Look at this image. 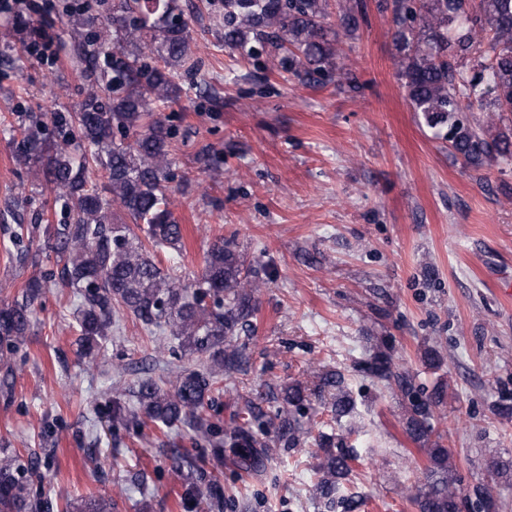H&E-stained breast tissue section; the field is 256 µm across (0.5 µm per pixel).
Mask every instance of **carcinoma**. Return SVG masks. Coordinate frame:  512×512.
<instances>
[{"label":"carcinoma","mask_w":512,"mask_h":512,"mask_svg":"<svg viewBox=\"0 0 512 512\" xmlns=\"http://www.w3.org/2000/svg\"><path fill=\"white\" fill-rule=\"evenodd\" d=\"M338 22L326 25L330 0H222L224 47L243 60L260 55L301 85L336 83L357 92V78L337 65L344 40L367 20L365 0H337ZM391 18L395 65L411 108L463 164L478 170L490 163L512 164V129L492 133L494 117L512 112V0H375ZM96 26L95 37L78 56L99 91L88 93L74 112L46 116L19 126L12 135L18 165L53 184L56 201L72 221L48 224L45 247L56 254L50 269L32 277L11 298L0 299V389L25 344L36 305L54 285L72 289L76 345L90 356L112 336V322L128 314L151 331L169 332L180 356L195 363L167 383L153 377L137 381L135 403L117 401L107 417L112 429L142 435L151 422L160 428L186 425L212 445L217 460L227 459L246 476L265 471L275 448L306 443L308 404L327 401L335 421L352 414L354 400L339 371L326 373L311 388L295 380L282 388V406L270 425L260 426L263 408L252 401L236 407L229 420L215 393L222 378L245 370L248 357L238 344L251 327L257 294L267 286L231 239L213 242L201 275L184 284L178 266H163L157 252L180 253L182 225L168 209L174 181L173 128L163 112L180 98L181 75H194L201 60L192 45L188 18L178 0H112L110 15L74 25ZM487 113L480 120L474 111ZM104 172L111 198L99 195L92 179ZM117 206L130 223L114 217ZM359 372L396 391L405 401L407 436L425 447L428 464L410 487L417 512H494L491 489L460 488L461 477L436 432L446 387L428 390L394 361V347L383 344L358 365ZM322 455L313 467V496L325 506L341 497L351 509L355 495H342L357 453L334 446L323 432L314 438ZM173 467L186 483L185 501L208 500L213 512L224 508V492L198 485L200 460L178 448ZM494 474L512 486V458L490 462ZM40 457L0 448V512H112V501L79 503L43 496Z\"/></svg>","instance_id":"obj_1"}]
</instances>
